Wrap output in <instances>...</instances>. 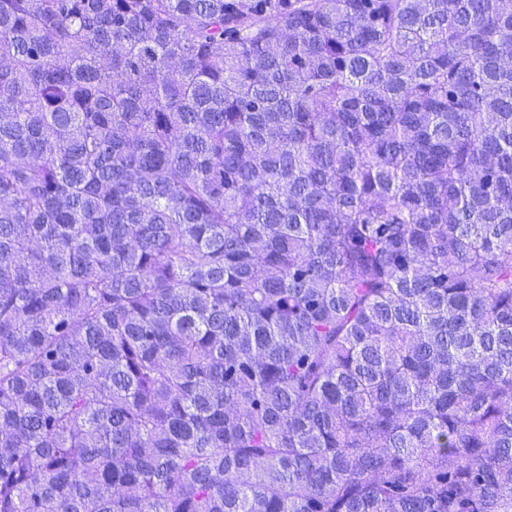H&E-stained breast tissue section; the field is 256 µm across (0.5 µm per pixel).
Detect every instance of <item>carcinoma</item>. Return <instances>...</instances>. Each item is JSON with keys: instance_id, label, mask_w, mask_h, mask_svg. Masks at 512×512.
Wrapping results in <instances>:
<instances>
[{"instance_id": "obj_1", "label": "carcinoma", "mask_w": 512, "mask_h": 512, "mask_svg": "<svg viewBox=\"0 0 512 512\" xmlns=\"http://www.w3.org/2000/svg\"><path fill=\"white\" fill-rule=\"evenodd\" d=\"M512 10L0 0V512H512Z\"/></svg>"}]
</instances>
